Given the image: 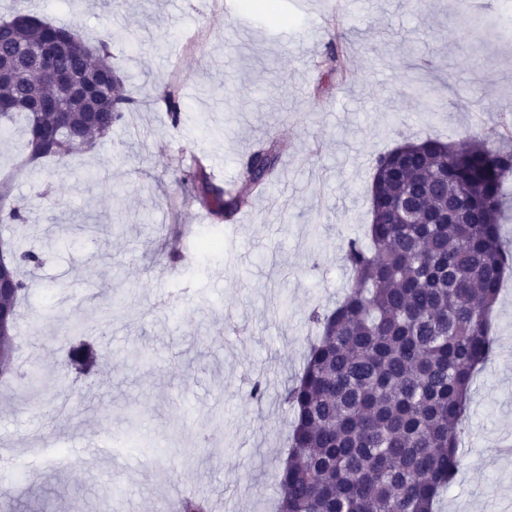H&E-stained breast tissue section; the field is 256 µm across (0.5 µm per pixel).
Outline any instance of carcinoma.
<instances>
[{
  "label": "carcinoma",
  "instance_id": "1",
  "mask_svg": "<svg viewBox=\"0 0 512 512\" xmlns=\"http://www.w3.org/2000/svg\"><path fill=\"white\" fill-rule=\"evenodd\" d=\"M28 27L0 23V59L22 46L68 36L71 47L56 61L97 89L94 99L73 98L51 72L0 84V130L16 124L26 135L21 165L62 160L112 133L134 100L122 82L100 87L112 71L107 43L92 50L70 28L38 17ZM66 101L65 115L30 112L43 97ZM164 100L180 122L177 89ZM75 138L45 149L42 133L61 120ZM281 149L274 142L251 152L244 164L249 187L267 188ZM512 153L474 137L459 148L438 138L407 142L376 160L371 188L372 224L365 247L350 239L344 262L352 281L336 307L313 310L320 331L309 342L301 374L281 394L292 411L290 449L277 473V512H435L441 493L462 462L461 440L471 380L496 352L489 315L509 264L499 234ZM178 182L214 216L230 220L246 204L240 191L216 185L202 161ZM0 221L23 224L25 207L0 180ZM13 296L8 335H0V382L33 378L17 366L18 311L31 292L23 269L37 266L35 251L10 244ZM65 366L103 358L85 322L75 318ZM180 512H212L209 497H187Z\"/></svg>",
  "mask_w": 512,
  "mask_h": 512
}]
</instances>
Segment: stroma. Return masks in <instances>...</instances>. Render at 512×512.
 <instances>
[{
	"label": "stroma",
	"mask_w": 512,
	"mask_h": 512,
	"mask_svg": "<svg viewBox=\"0 0 512 512\" xmlns=\"http://www.w3.org/2000/svg\"><path fill=\"white\" fill-rule=\"evenodd\" d=\"M72 26L89 46L113 32L111 63L134 98L123 123L67 164L16 170L20 127L0 132V172L28 202L39 251L21 309L17 362L49 387L0 383V512H158L174 482L215 512H274L292 415L278 395L302 370L306 317L349 286L348 239L372 221L379 155L437 137L503 141L512 126V39L482 44L458 0H312L301 22L238 0H0ZM342 72L331 71L332 49ZM181 86L172 125L159 93ZM283 149L274 186L234 221L215 219L176 180L204 159L239 180L257 139ZM212 234L223 251L199 257ZM82 311L111 356L77 379L65 329ZM497 351L473 377L457 480L439 512H512V269L491 312ZM261 404L247 398L255 376ZM75 454L66 466L57 447Z\"/></svg>",
	"instance_id": "obj_1"
}]
</instances>
